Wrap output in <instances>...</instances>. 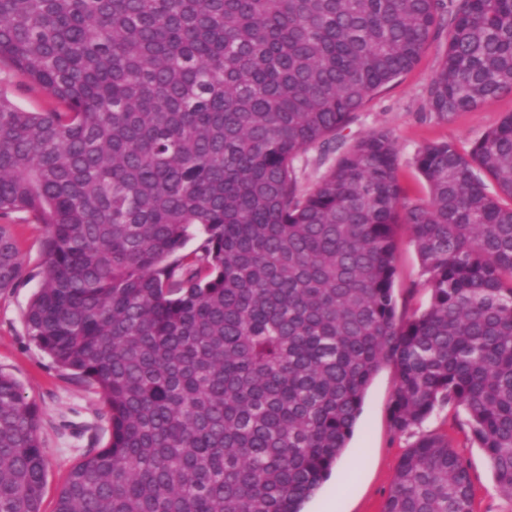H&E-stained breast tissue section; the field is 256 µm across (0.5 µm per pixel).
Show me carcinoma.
I'll return each instance as SVG.
<instances>
[{
    "instance_id": "cac0c4a2",
    "label": "carcinoma",
    "mask_w": 512,
    "mask_h": 512,
    "mask_svg": "<svg viewBox=\"0 0 512 512\" xmlns=\"http://www.w3.org/2000/svg\"><path fill=\"white\" fill-rule=\"evenodd\" d=\"M443 31L432 112L512 93V0H0V63L54 103L0 89V293L24 212L45 229L29 336L109 426L55 512H302L386 363L393 432L462 408L512 497V113L423 145L425 200L385 129L309 191L295 167ZM402 225L429 293L409 316ZM40 421L0 370V512H41ZM383 512H474L448 434L409 446Z\"/></svg>"
}]
</instances>
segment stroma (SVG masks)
Listing matches in <instances>:
<instances>
[{
    "mask_svg": "<svg viewBox=\"0 0 512 512\" xmlns=\"http://www.w3.org/2000/svg\"><path fill=\"white\" fill-rule=\"evenodd\" d=\"M444 48V39L430 41L413 70L355 113L334 149L314 145L303 152L296 164L301 189H309L356 140L383 128L391 133L397 145L398 178L402 187L410 197L427 198V184L414 165L418 148L442 140L454 142L462 149L469 148L506 113L512 112V93L446 120L431 112L427 87ZM0 87L7 89L14 103L26 111L41 112L48 106L46 95L29 88L26 78L6 64L0 65ZM13 220L22 261L27 271L35 275L42 268L43 228L24 213L14 214ZM399 236L394 293L399 311L408 314L425 305L428 294L410 233L403 229ZM37 285L33 278L0 295V370L14 376L27 400L41 408L39 435L47 462L41 510L54 512L58 494L89 442L88 436L81 433L82 427L92 426L99 443L103 444L108 440V426L99 416L100 394L73 382L32 343L24 313ZM394 386L393 365H383L367 389L352 438L328 481L305 503V512H323L331 505L336 512H382L400 459L413 442L412 437L395 435L391 429L389 410ZM421 431L448 433L457 451L467 460L474 512H512V498L497 489L485 453L471 440L465 414L448 406L437 408Z\"/></svg>",
    "mask_w": 512,
    "mask_h": 512,
    "instance_id": "1",
    "label": "stroma"
}]
</instances>
